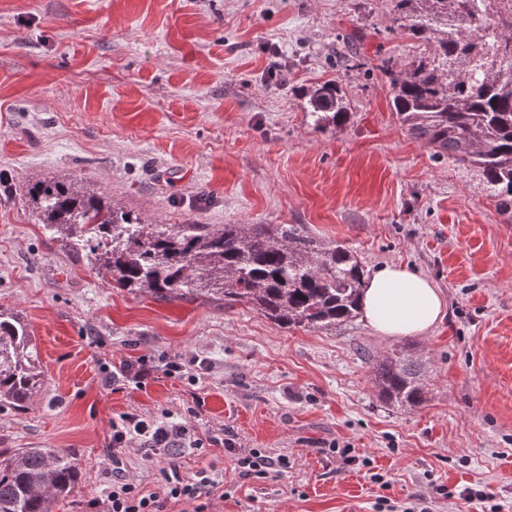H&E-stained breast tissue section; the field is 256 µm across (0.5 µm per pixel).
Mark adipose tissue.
<instances>
[{
    "label": "adipose tissue",
    "instance_id": "obj_1",
    "mask_svg": "<svg viewBox=\"0 0 512 512\" xmlns=\"http://www.w3.org/2000/svg\"><path fill=\"white\" fill-rule=\"evenodd\" d=\"M434 283L407 266L387 263L368 280L360 300L364 321L379 335L420 336L444 316Z\"/></svg>",
    "mask_w": 512,
    "mask_h": 512
}]
</instances>
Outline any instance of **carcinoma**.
<instances>
[{
    "mask_svg": "<svg viewBox=\"0 0 512 512\" xmlns=\"http://www.w3.org/2000/svg\"><path fill=\"white\" fill-rule=\"evenodd\" d=\"M392 2L390 30L419 48L403 61L384 62L392 111L434 155L476 169L504 212H512V15L491 20L496 0ZM304 96L315 127L347 120L337 82ZM28 195L52 238L104 268L114 288L217 295L289 329H326L358 315L363 265L348 248L320 243L296 224H150L65 180L36 181ZM373 370L384 400H424L419 366L393 355ZM42 386L27 323L0 311V408L22 406ZM80 475L64 451L0 452V512H53Z\"/></svg>",
    "mask_w": 512,
    "mask_h": 512,
    "instance_id": "1",
    "label": "carcinoma"
}]
</instances>
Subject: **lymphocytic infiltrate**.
Instances as JSON below:
<instances>
[{"label": "lymphocytic infiltrate", "mask_w": 512, "mask_h": 512, "mask_svg": "<svg viewBox=\"0 0 512 512\" xmlns=\"http://www.w3.org/2000/svg\"><path fill=\"white\" fill-rule=\"evenodd\" d=\"M195 364V359L178 354L160 358L144 354L113 368L112 377L137 389L160 376L185 379L193 384L197 381L193 372ZM206 446L223 448L231 455L234 469L243 479L261 480L282 474L290 465L285 455L273 456L258 448L238 447L235 434L228 430L218 435L203 434L196 427L176 421L168 412L154 418L128 412L112 423V485L101 497L82 503V512H168L169 506L184 500L196 501L195 512H209L212 497L224 487L223 475L217 469L200 470L190 481L182 477L178 467L162 469L165 491L158 494L146 491L140 482L127 477L123 468L124 458L133 451Z\"/></svg>", "instance_id": "f902f5d3"}]
</instances>
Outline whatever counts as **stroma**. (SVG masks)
<instances>
[{"label":"stroma","mask_w":512,"mask_h":512,"mask_svg":"<svg viewBox=\"0 0 512 512\" xmlns=\"http://www.w3.org/2000/svg\"><path fill=\"white\" fill-rule=\"evenodd\" d=\"M391 0H0V310L20 313L44 385L0 408V450L72 453L81 479L54 512L112 483L111 422L167 410L242 448L285 454L287 473L240 479L223 449L134 452L125 469H222L211 512H512V216L478 173L411 137L378 68L415 52ZM363 37L360 65L346 36ZM338 81L346 123L315 130L296 92ZM67 179L152 224H300L427 276L446 302L421 336L381 337L362 318L287 329L242 304L113 287L49 237L29 183ZM419 364L422 404L382 400L376 359ZM143 354L203 360L197 385L137 390L104 366ZM351 448L347 465L325 454ZM383 482H375V475ZM470 487L487 501L466 504Z\"/></svg>","instance_id":"1"}]
</instances>
